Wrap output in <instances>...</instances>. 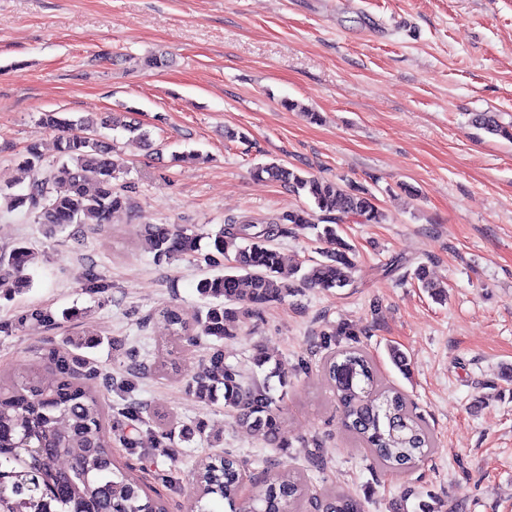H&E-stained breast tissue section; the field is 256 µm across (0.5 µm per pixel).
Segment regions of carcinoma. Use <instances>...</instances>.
<instances>
[{"label": "carcinoma", "mask_w": 512, "mask_h": 512, "mask_svg": "<svg viewBox=\"0 0 512 512\" xmlns=\"http://www.w3.org/2000/svg\"><path fill=\"white\" fill-rule=\"evenodd\" d=\"M40 122L57 132V157L48 163L38 143L27 146L18 164L29 175L24 192L0 186V210L25 211L34 223L52 235L77 224L98 228L113 214L130 207L132 185L113 159L115 145L98 138L86 119H70L45 112ZM112 128L148 133L109 116ZM473 125L491 136L512 140V122L506 124L491 112L478 113ZM253 175L280 183L306 195L312 207L290 210L271 218L228 216L212 238V251L201 253L204 235L177 224H147L143 236L159 261L194 259L205 263L206 274L196 288L214 302L200 312L201 334L222 339L234 335L239 322L257 317L272 303L282 302L301 285L329 290L351 285L354 259L338 235L347 222L381 224L387 216L364 187L343 178L325 180L301 168L277 162L256 167ZM323 224L317 232L321 259L308 268L283 271V260L273 241L298 229ZM37 256L22 243L0 251V280H10L15 291L30 286L27 270ZM81 288L90 295L105 294L110 284L93 266L80 276ZM171 335L192 342L193 327L174 305L155 312ZM17 324L52 330L58 325L47 307L33 306L17 317ZM99 345L94 339L68 338L43 354L53 373L48 383L20 377L0 384V512H165L159 499L150 497L139 479L112 468V442L106 423L109 414L101 389L124 396L133 383L115 380L81 353ZM340 406L342 424L369 448L373 459L390 470L410 468L431 452V437L422 418L413 412L399 390L385 386L375 365L361 350L333 352L324 363ZM189 391L210 401L224 390V408L238 426L260 436L276 448L288 447L280 434V410L266 381L245 382L235 367L224 362V351L213 349L188 383ZM147 405L130 401L118 409L123 446L135 449L142 437L156 445L175 436L190 439L203 435V427L153 429L143 416ZM241 465L231 455H212L197 465L191 512H213L215 500L236 512L240 496ZM323 512H362V504L349 494L325 499L307 496L300 477L284 471L267 479L262 495L252 499V512H297L304 498Z\"/></svg>", "instance_id": "cac0c4a2"}]
</instances>
